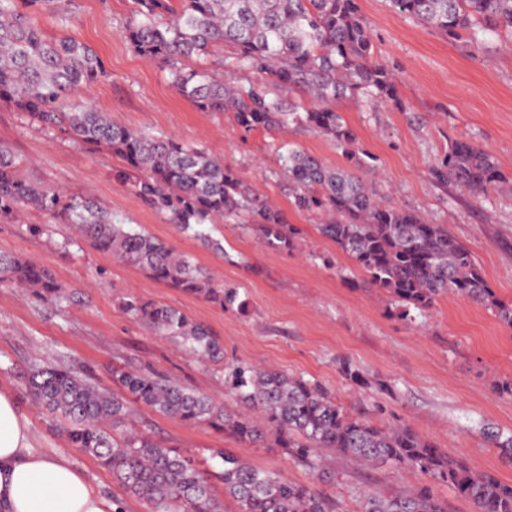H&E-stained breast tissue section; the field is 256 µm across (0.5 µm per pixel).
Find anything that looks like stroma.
Wrapping results in <instances>:
<instances>
[{"label": "stroma", "instance_id": "stroma-1", "mask_svg": "<svg viewBox=\"0 0 512 512\" xmlns=\"http://www.w3.org/2000/svg\"><path fill=\"white\" fill-rule=\"evenodd\" d=\"M359 7L379 60L398 77V102L351 98L338 105L358 148L375 158L382 173L378 197L447 225L472 252L497 297L512 302V187L476 198L431 176L449 141L460 137L482 145L512 174V40L486 33L489 50L480 53L392 12L384 0H359ZM132 10V0H72L68 25L39 17L47 36L88 44L110 73L74 92L72 102L109 113L129 128L207 147L282 209L300 235L293 250L277 251L252 231L217 224L213 233L223 238L226 253L216 255L130 193L115 177L122 166L118 157L87 150L1 104L0 143L28 161L30 178L70 198L93 197L123 223L190 254L247 300L246 308L223 309L171 291L35 210L0 219V251L46 265L70 288L68 299L52 306L25 289L0 285V387L14 393L29 417L36 447L69 458L123 512H151L147 502L125 495L96 461L67 447L56 422L29 404L22 385L28 365L37 359L78 364L106 386L113 369H152L221 401L224 363L243 361L303 375L333 393L350 416L410 425L472 469L512 484V463L485 435L489 427L512 434V398L498 389L512 381V329L484 305L453 296L438 300L427 318L400 319L387 293L368 287L352 259L317 233L316 216L292 206L280 135L244 131L231 113L203 112L184 100L159 66L124 39ZM129 295L172 305L210 326L224 341L223 364L200 363L180 339L133 320L120 306ZM346 362L359 370L361 383L343 374ZM133 415L138 429L190 451L197 462L209 461L215 449H229L255 467L327 494L336 512H359V491L386 494L411 484L390 466L359 470L333 454L324 458L333 480L324 483L283 449L238 443L140 404Z\"/></svg>", "mask_w": 512, "mask_h": 512}]
</instances>
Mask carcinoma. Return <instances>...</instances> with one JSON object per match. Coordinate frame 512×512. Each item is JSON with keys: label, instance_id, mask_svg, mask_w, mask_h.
<instances>
[{"label": "carcinoma", "instance_id": "1", "mask_svg": "<svg viewBox=\"0 0 512 512\" xmlns=\"http://www.w3.org/2000/svg\"><path fill=\"white\" fill-rule=\"evenodd\" d=\"M395 13L453 41L482 42L485 31L512 36V0H385ZM63 0H0V101L30 119L71 135L79 145L105 149L124 167L116 178L169 223L218 255L216 223L236 217L256 223L262 242L291 250L299 230L266 197L245 185L224 159L202 146L153 138L114 122L106 113L68 105L71 92L108 77L102 59L85 43L51 39L40 13H61ZM124 38L141 57L157 63L171 86L203 112H231L246 132H313L345 149L353 166L332 169L297 143L279 146L283 174L298 211L315 215L318 232L348 254L367 284L385 291L403 319L430 313L452 293L485 305L512 329V302L496 297L471 251L443 224L422 213L387 207L377 197L372 159L354 150L357 136L336 101L363 97L397 101V76L378 59L358 0H135ZM234 48L237 69L264 78L248 86L226 81L204 58ZM434 179L474 196L512 183L499 161L476 142L458 138L432 168ZM21 209L60 217L100 252L146 270L172 291L220 307H245L192 257L121 223L91 197L65 199L24 172L23 161L0 144V218ZM0 282L25 288L49 303L67 299L68 286L46 266L0 252ZM122 308L159 336L181 339L201 363H219L224 345L208 326L164 303L130 296ZM114 388L94 383L81 369L37 360L25 379L27 397L60 422L70 448L112 474L125 494L152 512H219L212 478L239 512H333V503L309 486L259 469L235 453L214 451L210 468L185 453L128 428L130 403L189 426H208L242 443H268L295 462L327 477L322 456L355 466L388 463L418 476L411 489L360 493L361 512H448L432 491L444 483L476 512H512V484L476 472L406 424L375 426L350 416L332 393L301 375L246 362L224 366V403L152 371H112Z\"/></svg>", "mask_w": 512, "mask_h": 512}]
</instances>
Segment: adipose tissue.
Wrapping results in <instances>:
<instances>
[{"instance_id": "1", "label": "adipose tissue", "mask_w": 512, "mask_h": 512, "mask_svg": "<svg viewBox=\"0 0 512 512\" xmlns=\"http://www.w3.org/2000/svg\"><path fill=\"white\" fill-rule=\"evenodd\" d=\"M0 512H114L68 459L36 448L27 416L1 387Z\"/></svg>"}]
</instances>
